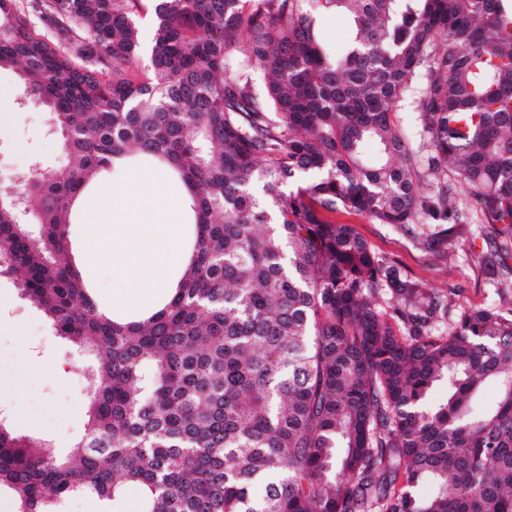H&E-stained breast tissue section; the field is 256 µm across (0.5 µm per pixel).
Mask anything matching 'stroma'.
Masks as SVG:
<instances>
[{"label":"stroma","instance_id":"1","mask_svg":"<svg viewBox=\"0 0 512 512\" xmlns=\"http://www.w3.org/2000/svg\"><path fill=\"white\" fill-rule=\"evenodd\" d=\"M0 184L20 185L33 167L60 170L59 137L45 112L23 111L14 101L24 88L14 69L0 70ZM448 186L456 197L457 226L419 212L410 229L379 224L343 209L331 214L352 225L372 252L397 260L427 288L455 305L482 307L512 303V274L489 281L483 262L494 249V231L478 218L456 176ZM92 363L75 356L56 336L44 313L24 300L9 275L0 274V416L20 435L44 438L55 452L68 450L87 423L84 390Z\"/></svg>","mask_w":512,"mask_h":512}]
</instances>
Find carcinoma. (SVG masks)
Listing matches in <instances>:
<instances>
[{"label":"carcinoma","instance_id":"cac0c4a2","mask_svg":"<svg viewBox=\"0 0 512 512\" xmlns=\"http://www.w3.org/2000/svg\"><path fill=\"white\" fill-rule=\"evenodd\" d=\"M300 2L0 0V69L64 158L0 188V273L94 361L64 455L0 422L14 512L74 496L122 512L131 490L139 512H512V306L462 308L438 335L447 297L327 217L446 218L448 184L420 187L451 168L496 227L498 276L512 0ZM328 10L352 25L339 55L318 33ZM409 95L425 164L396 121ZM132 162L191 201L189 265L144 320L105 316L67 260L79 193ZM490 383L496 402L475 408Z\"/></svg>","mask_w":512,"mask_h":512}]
</instances>
